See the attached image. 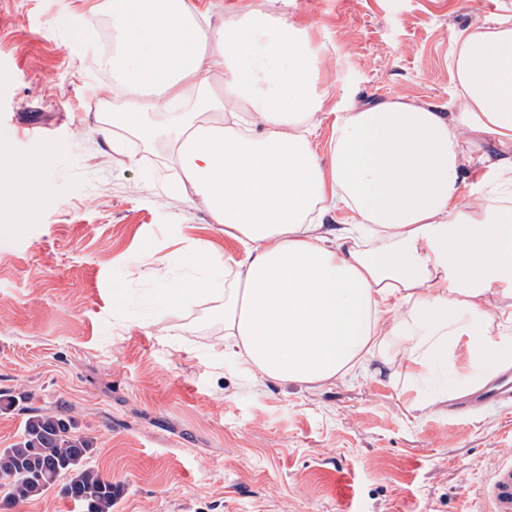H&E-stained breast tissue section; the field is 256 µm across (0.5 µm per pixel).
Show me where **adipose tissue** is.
<instances>
[{"label": "adipose tissue", "instance_id": "1", "mask_svg": "<svg viewBox=\"0 0 512 512\" xmlns=\"http://www.w3.org/2000/svg\"><path fill=\"white\" fill-rule=\"evenodd\" d=\"M112 129L166 138L189 193L242 242L241 259L184 283L212 296L218 345L261 380L324 384L386 376L413 409L438 374L473 386L512 368L489 335L512 326V18L450 32L456 105L346 106L330 163L311 139L321 54L284 19L212 27L192 0H107ZM224 82V97L208 90ZM484 170L461 199L466 156ZM0 202L24 223L43 188L10 160ZM349 229L324 224L339 207ZM505 298L492 305L488 295Z\"/></svg>", "mask_w": 512, "mask_h": 512}]
</instances>
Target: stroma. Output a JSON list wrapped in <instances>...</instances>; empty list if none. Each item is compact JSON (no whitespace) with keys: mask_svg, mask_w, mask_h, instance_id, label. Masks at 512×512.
I'll return each mask as SVG.
<instances>
[{"mask_svg":"<svg viewBox=\"0 0 512 512\" xmlns=\"http://www.w3.org/2000/svg\"><path fill=\"white\" fill-rule=\"evenodd\" d=\"M213 25L259 13L306 28L330 93L313 147L328 159L343 100H454L455 27L494 20L502 0H194ZM105 0H0V161L37 169L25 224L0 209V449L28 408L73 417L89 466L119 486L112 512H483L481 487L512 448V408L409 409L381 375L323 386L254 378L220 355L211 298L155 289L242 258L201 205L172 194L161 144L90 131L103 112L99 43L83 18ZM164 255L155 271L142 256ZM124 289L122 314L112 306Z\"/></svg>","mask_w":512,"mask_h":512,"instance_id":"35a3bbf8","label":"stroma"}]
</instances>
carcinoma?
Segmentation results:
<instances>
[{
    "label": "carcinoma",
    "instance_id": "cac0c4a2",
    "mask_svg": "<svg viewBox=\"0 0 512 512\" xmlns=\"http://www.w3.org/2000/svg\"><path fill=\"white\" fill-rule=\"evenodd\" d=\"M93 441L76 434L74 420L48 412L27 417L22 436L0 451V478L8 480V501L42 496L63 475L64 493L86 512H112L118 494L112 481L86 465Z\"/></svg>",
    "mask_w": 512,
    "mask_h": 512
}]
</instances>
